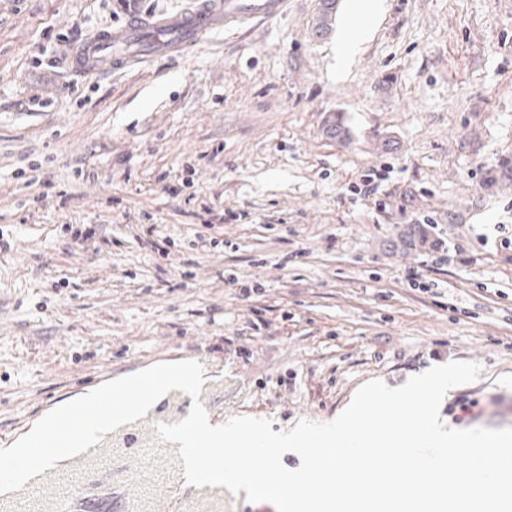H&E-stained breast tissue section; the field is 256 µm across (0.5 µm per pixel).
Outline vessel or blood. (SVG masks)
Segmentation results:
<instances>
[{
	"instance_id": "vessel-or-blood-1",
	"label": "vessel or blood",
	"mask_w": 512,
	"mask_h": 512,
	"mask_svg": "<svg viewBox=\"0 0 512 512\" xmlns=\"http://www.w3.org/2000/svg\"><path fill=\"white\" fill-rule=\"evenodd\" d=\"M288 0H194L169 15L133 18L95 34L76 48L74 68L85 75L135 69L155 58H176L217 30H231L280 14Z\"/></svg>"
}]
</instances>
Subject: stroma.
Returning <instances> with one entry per match:
<instances>
[{
	"label": "stroma",
	"mask_w": 512,
	"mask_h": 512,
	"mask_svg": "<svg viewBox=\"0 0 512 512\" xmlns=\"http://www.w3.org/2000/svg\"><path fill=\"white\" fill-rule=\"evenodd\" d=\"M381 4L343 68L335 33L314 32L321 0H288L185 56L82 77L69 58L128 20L120 0H0V447L106 381L181 360L203 366L213 426L327 423L366 382L464 361L479 376L445 394L443 423L512 428V0ZM336 112L341 141L323 130ZM373 166L384 209L350 192ZM207 206L232 221L202 225ZM428 213L466 249L429 270L435 295L403 279L425 254L397 240ZM80 224L96 237L72 236ZM254 282L264 292L241 297ZM466 397L481 416L458 419ZM178 450L104 437L0 495V512H59L75 484L104 508L277 512L188 485Z\"/></svg>",
	"instance_id": "1"
}]
</instances>
